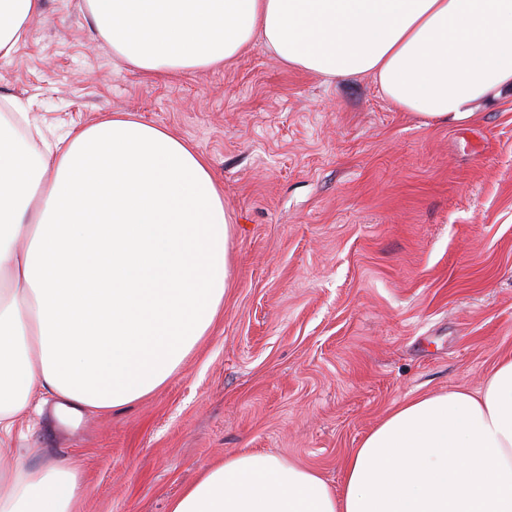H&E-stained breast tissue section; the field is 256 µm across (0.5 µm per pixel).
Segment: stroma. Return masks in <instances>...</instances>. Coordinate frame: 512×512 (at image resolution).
I'll use <instances>...</instances> for the list:
<instances>
[{
    "mask_svg": "<svg viewBox=\"0 0 512 512\" xmlns=\"http://www.w3.org/2000/svg\"><path fill=\"white\" fill-rule=\"evenodd\" d=\"M60 133L130 112L201 152L234 217L232 286L158 390L16 451L70 464L73 512H169L224 456L256 450L340 485L396 404L478 390L512 355V97L424 123L370 76L331 83L257 46L155 78L123 64L77 0H44L0 58V100Z\"/></svg>",
    "mask_w": 512,
    "mask_h": 512,
    "instance_id": "obj_1",
    "label": "stroma"
}]
</instances>
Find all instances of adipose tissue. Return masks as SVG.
<instances>
[{"instance_id":"1","label":"adipose tissue","mask_w":512,"mask_h":512,"mask_svg":"<svg viewBox=\"0 0 512 512\" xmlns=\"http://www.w3.org/2000/svg\"><path fill=\"white\" fill-rule=\"evenodd\" d=\"M42 0H0V58ZM113 55L149 76L262 46L331 81L370 75L426 122L512 95V0H82ZM0 123V449L31 426L122 409L163 386L219 315L232 217L205 158L125 112L45 137ZM73 470L0 463V512H70ZM169 512H512V357L481 389L400 403L347 456L339 487L262 452L208 466Z\"/></svg>"}]
</instances>
